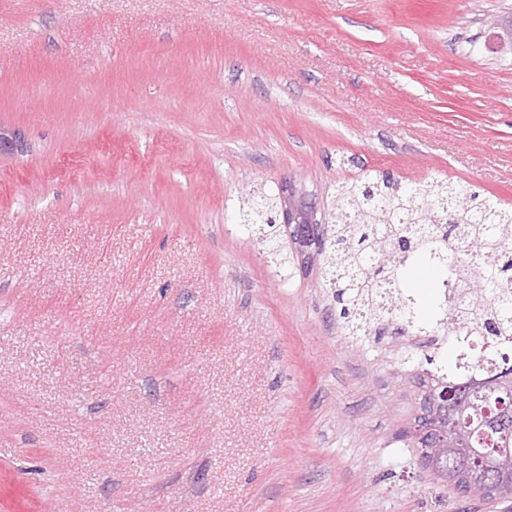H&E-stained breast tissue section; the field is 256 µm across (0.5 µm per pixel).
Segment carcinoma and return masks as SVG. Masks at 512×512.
I'll use <instances>...</instances> for the list:
<instances>
[{
	"label": "carcinoma",
	"instance_id": "1",
	"mask_svg": "<svg viewBox=\"0 0 512 512\" xmlns=\"http://www.w3.org/2000/svg\"><path fill=\"white\" fill-rule=\"evenodd\" d=\"M274 198L262 196L239 206L243 231L259 232L279 268L289 258L270 223ZM330 225L326 264L333 272L336 316L346 335L360 341L384 314H390L430 336H453L460 345L476 338L480 353L459 369L486 371L484 376L428 373L419 387L420 414L402 432L414 448L437 443V436L458 418L457 405L436 407L434 387L454 384L475 428L470 443L479 447V432L487 431L512 448V434L498 431L500 423H483L484 395L495 398L512 390V356L501 341L512 338V209L483 196L472 185L450 179L425 178L403 183L388 172L365 169L339 186ZM425 264L439 268L462 288L463 303L448 307L435 297L430 317L420 314L406 286L409 271ZM479 280L482 287L471 284ZM453 455L435 477L463 491L466 472Z\"/></svg>",
	"mask_w": 512,
	"mask_h": 512
}]
</instances>
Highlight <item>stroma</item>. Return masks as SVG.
<instances>
[{"mask_svg": "<svg viewBox=\"0 0 512 512\" xmlns=\"http://www.w3.org/2000/svg\"><path fill=\"white\" fill-rule=\"evenodd\" d=\"M512 0H0V496L35 512H512L400 434L446 346L352 342L234 222L365 169L512 207ZM458 466L459 470L457 473V478H453V475L456 473L455 467ZM433 475L437 477V480H439L443 485H450L453 486L454 489L457 491L463 493V487L466 482V475H468L465 471H463V464L459 463L457 458H455L453 455H448V461L443 463V470L438 472H433Z\"/></svg>", "mask_w": 512, "mask_h": 512, "instance_id": "obj_1", "label": "stroma"}]
</instances>
